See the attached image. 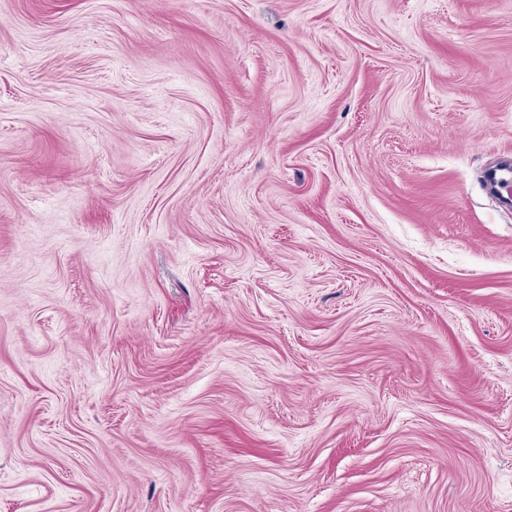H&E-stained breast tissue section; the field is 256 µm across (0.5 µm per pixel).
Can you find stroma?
<instances>
[{
    "label": "stroma",
    "mask_w": 512,
    "mask_h": 512,
    "mask_svg": "<svg viewBox=\"0 0 512 512\" xmlns=\"http://www.w3.org/2000/svg\"><path fill=\"white\" fill-rule=\"evenodd\" d=\"M512 0H0V512H512ZM510 171L512 170L511 161L498 162L492 169L486 174V187L488 190L498 196L501 202L507 206H512V185L511 180H507L502 177H497L499 171ZM502 190L507 191V196L502 194Z\"/></svg>",
    "instance_id": "obj_1"
}]
</instances>
